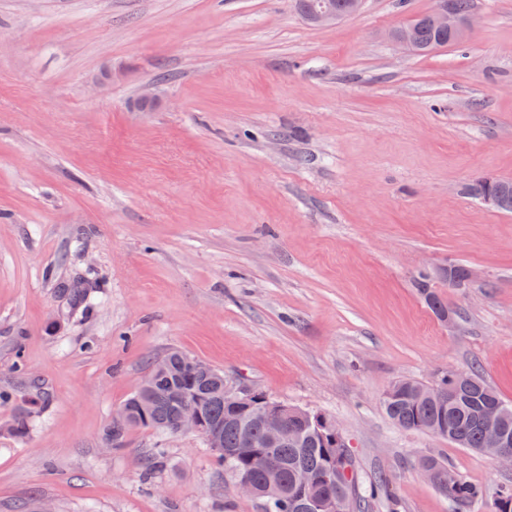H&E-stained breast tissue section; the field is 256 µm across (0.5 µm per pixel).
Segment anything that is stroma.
Here are the masks:
<instances>
[{"label":"stroma","instance_id":"stroma-1","mask_svg":"<svg viewBox=\"0 0 512 512\" xmlns=\"http://www.w3.org/2000/svg\"><path fill=\"white\" fill-rule=\"evenodd\" d=\"M478 6L418 56L392 35L435 0L325 27L289 0H0V512H262L200 436L107 446L173 348L335 421L361 486L389 485L369 512H492L419 460L491 488L512 468L382 407L474 367L512 402V213L464 191L512 180V0Z\"/></svg>","mask_w":512,"mask_h":512}]
</instances>
